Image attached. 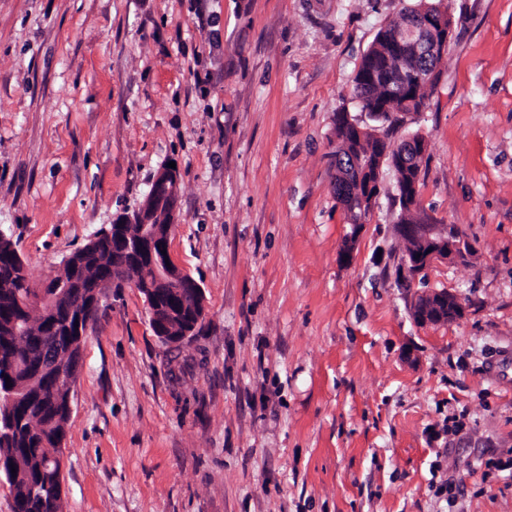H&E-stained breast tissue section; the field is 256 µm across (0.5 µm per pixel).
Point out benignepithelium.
<instances>
[{"instance_id": "1", "label": "benign epithelium", "mask_w": 512, "mask_h": 512, "mask_svg": "<svg viewBox=\"0 0 512 512\" xmlns=\"http://www.w3.org/2000/svg\"><path fill=\"white\" fill-rule=\"evenodd\" d=\"M454 34L451 18L443 13L420 14L407 20L401 38L414 46L418 55L445 57ZM336 122L349 129L353 138L363 141L366 129L341 112ZM379 182L366 180L357 185L350 198L341 202L349 223L358 228L367 223L379 191ZM180 189V171L166 165L153 176L142 205L133 213L118 215L112 224V251L127 258L112 269L129 272L130 281L143 295L150 320L161 336H173L170 346L178 348L191 335L205 314L201 286L171 259L169 239L176 224ZM167 218V230L155 225L156 217ZM401 235L418 242L416 253L407 257L412 279L419 280L438 262H461L470 259L465 239L449 233V228L437 224H401ZM189 296L194 300L193 316L179 328L174 325L176 314L168 307L174 296ZM464 311L461 299L446 288L431 289L417 295L412 308L414 321L422 326L438 323L443 314L457 317ZM53 376L60 384L72 385L74 369L51 355L48 358Z\"/></svg>"}]
</instances>
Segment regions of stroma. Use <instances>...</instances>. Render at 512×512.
<instances>
[{
  "instance_id": "stroma-1",
  "label": "stroma",
  "mask_w": 512,
  "mask_h": 512,
  "mask_svg": "<svg viewBox=\"0 0 512 512\" xmlns=\"http://www.w3.org/2000/svg\"><path fill=\"white\" fill-rule=\"evenodd\" d=\"M414 0H0V232L32 284L180 171L173 260L204 291L180 350L105 289L72 383L64 512H512V0H443L416 219L471 261L399 287L396 177L336 199V114ZM358 237L349 258L341 250ZM465 306L421 327L411 301ZM336 145H340L343 151H348L353 170L358 179L357 188L353 189L351 197L343 202L339 201L344 211L348 214L349 224H352L353 228L356 229L362 224L367 223L374 209L379 194V174L384 162V156L378 158L375 169L376 174L378 173L376 181L374 182L368 178L364 185H362L363 175L370 172L371 163L369 157L360 151H349L350 142L348 140L343 144L336 140ZM375 186H377L378 191L374 188ZM464 311L461 299L447 288L431 289L417 295L412 308L414 321L422 326L438 324L447 312L448 318L457 317Z\"/></svg>"
}]
</instances>
